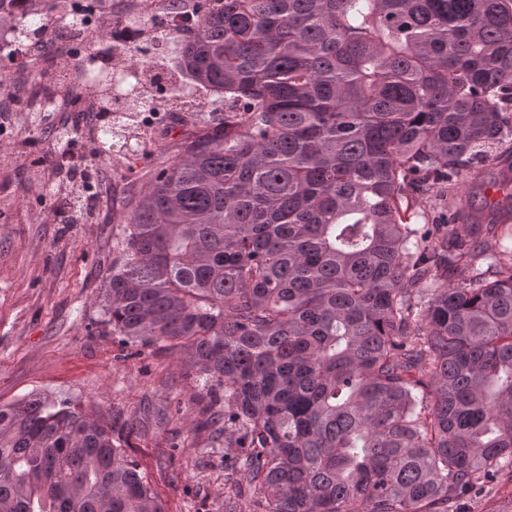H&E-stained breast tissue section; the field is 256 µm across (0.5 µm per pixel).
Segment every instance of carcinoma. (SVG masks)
Wrapping results in <instances>:
<instances>
[{"label":"carcinoma","mask_w":512,"mask_h":512,"mask_svg":"<svg viewBox=\"0 0 512 512\" xmlns=\"http://www.w3.org/2000/svg\"><path fill=\"white\" fill-rule=\"evenodd\" d=\"M62 5L0 20L41 43ZM175 19L135 49L139 16L95 30L135 99L56 65L105 113L100 156L163 77L223 103L117 197L101 323L197 369L258 512H450L512 480V0H164L151 23ZM113 432L0 404V512H165Z\"/></svg>","instance_id":"carcinoma-1"}]
</instances>
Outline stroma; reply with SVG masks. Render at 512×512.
I'll use <instances>...</instances> for the list:
<instances>
[{
    "instance_id": "stroma-1",
    "label": "stroma",
    "mask_w": 512,
    "mask_h": 512,
    "mask_svg": "<svg viewBox=\"0 0 512 512\" xmlns=\"http://www.w3.org/2000/svg\"><path fill=\"white\" fill-rule=\"evenodd\" d=\"M67 13L55 14L46 47L28 67L36 75L41 111L9 109L0 93V403L31 395L69 403L94 419L120 416L132 432L120 440L166 512H255L248 496L224 483V451L207 430L189 432L199 417L200 387L173 352L129 356L101 323V295L123 227L112 189L140 170L97 161L98 180L83 224L66 223L55 204L65 185L50 148L60 125L77 126L81 152L92 148L94 122L82 100L63 88L53 56L65 48ZM460 512H512V480L472 493Z\"/></svg>"
}]
</instances>
